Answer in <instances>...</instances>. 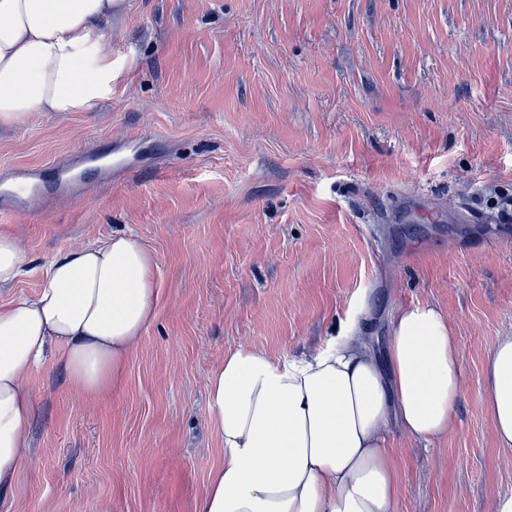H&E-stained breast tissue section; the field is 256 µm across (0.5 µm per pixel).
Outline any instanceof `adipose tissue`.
I'll list each match as a JSON object with an SVG mask.
<instances>
[{
	"label": "adipose tissue",
	"mask_w": 512,
	"mask_h": 512,
	"mask_svg": "<svg viewBox=\"0 0 512 512\" xmlns=\"http://www.w3.org/2000/svg\"><path fill=\"white\" fill-rule=\"evenodd\" d=\"M116 0H0V124L35 112H93L112 94L106 27ZM151 253L134 237L54 257L38 294L0 304V497L25 461L33 414L25 386L49 344L88 396L118 385L156 317ZM487 404L512 450V335L487 359ZM457 339L433 305L403 310L379 362L355 328L323 347L225 353L207 377V420L224 443L194 512H396L386 429L430 441L458 404Z\"/></svg>",
	"instance_id": "adipose-tissue-1"
}]
</instances>
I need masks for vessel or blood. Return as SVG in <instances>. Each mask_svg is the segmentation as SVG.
<instances>
[{
  "instance_id": "1",
  "label": "vessel or blood",
  "mask_w": 512,
  "mask_h": 512,
  "mask_svg": "<svg viewBox=\"0 0 512 512\" xmlns=\"http://www.w3.org/2000/svg\"><path fill=\"white\" fill-rule=\"evenodd\" d=\"M140 137L116 140L112 154L88 150L68 156L55 164L53 181H45L30 169H15L0 175V214H13L26 206L29 199L55 193H78L86 182L87 172H95L103 179L117 181L132 169L122 159V152L137 147Z\"/></svg>"
}]
</instances>
